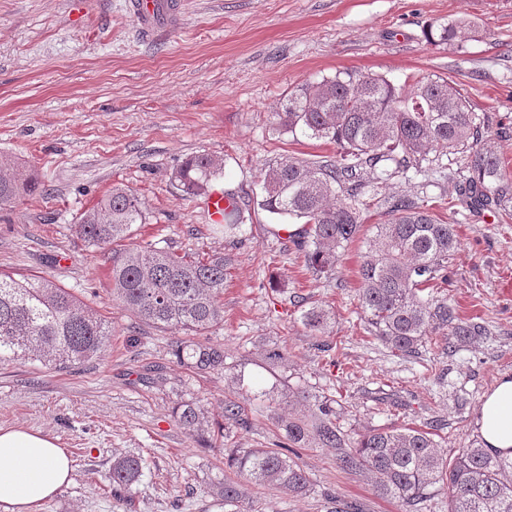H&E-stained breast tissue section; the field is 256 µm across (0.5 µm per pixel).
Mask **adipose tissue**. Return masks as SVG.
<instances>
[{
	"instance_id": "ef3b65f1",
	"label": "adipose tissue",
	"mask_w": 512,
	"mask_h": 512,
	"mask_svg": "<svg viewBox=\"0 0 512 512\" xmlns=\"http://www.w3.org/2000/svg\"><path fill=\"white\" fill-rule=\"evenodd\" d=\"M477 424L486 448L512 456V378L486 393ZM71 463L55 441L39 432L0 428V504L33 512L71 479Z\"/></svg>"
}]
</instances>
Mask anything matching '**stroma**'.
<instances>
[{"label": "stroma", "mask_w": 512, "mask_h": 512, "mask_svg": "<svg viewBox=\"0 0 512 512\" xmlns=\"http://www.w3.org/2000/svg\"><path fill=\"white\" fill-rule=\"evenodd\" d=\"M131 0H0V155L32 166L42 192L0 209V272L38 275L66 288L112 325L103 357L64 371L35 360L0 364V428L43 433L72 462V481L35 512H225L211 489L234 448H268L279 437L272 406L303 389L334 400L350 437L437 422L441 451L481 445L484 394L512 377V223L470 212L457 194L461 156L389 177L379 197L436 203L460 245L446 291L486 334L448 353L430 345L401 356L370 334L357 271L380 221L372 210L336 271L312 276L278 217L249 211L237 242L211 228L206 204L171 179L187 157L222 160L213 189L260 194V169L293 156H335L334 144L294 141L273 126L282 98L301 85L356 70L403 83L437 74L457 83L490 130L512 127V0H176L174 27L141 29ZM474 22L462 48L431 44L429 25ZM132 190L145 220L135 244L180 254H222L224 323L213 334L225 368L196 374L175 358L183 334L139 320L112 298L109 263L72 231L112 187ZM332 314L323 336L301 314ZM331 351H323L321 343ZM280 360H270L271 352ZM244 402L250 425L221 440L224 400ZM204 411L187 434L179 402ZM145 461L130 488L109 480L114 456ZM297 462L312 487L253 494L256 512H323L325 494L364 512H405L370 480L315 446Z\"/></svg>", "instance_id": "1"}]
</instances>
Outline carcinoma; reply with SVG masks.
<instances>
[{"label": "carcinoma", "instance_id": "carcinoma-1", "mask_svg": "<svg viewBox=\"0 0 512 512\" xmlns=\"http://www.w3.org/2000/svg\"><path fill=\"white\" fill-rule=\"evenodd\" d=\"M477 27L463 19L432 28L428 40L463 47L477 38ZM276 130L293 140L334 143L339 154L325 160L282 157L261 170L257 206L303 225L290 239L304 253L315 275L333 272L340 251L361 232L366 200L363 177L372 183L411 167L429 154L466 157L467 175L458 194L470 211H490L512 219V168L494 149L482 144L485 118L474 112L461 89L440 76H414L396 85L383 76L338 72L288 93L273 115ZM223 173L221 160L209 154L188 158L172 179L187 198L212 194ZM35 170L0 158V208L11 207L40 190ZM385 220L368 239L359 267V301L370 331L395 353L412 354L431 337L450 351L485 335L482 323L461 316L448 295V263L458 248L454 225L405 196L384 200ZM143 202L114 187L72 225L90 247L108 252L112 295L142 321L174 329L197 340L176 345L178 362L196 373L224 371V347L209 336L224 322L222 255L207 258L165 248L120 243L143 222ZM215 230L224 238L242 232V208L224 211ZM330 311L313 305L301 316L311 335L324 333ZM112 326L67 289L45 279H17L0 274V363L33 359L64 370L99 357L110 346ZM294 401L314 400L317 412L307 418L279 417L285 443L278 448H234L231 473L214 489L234 512H252L250 489L309 490L310 478L291 457L311 444L336 449V464L348 473L366 472L374 493L394 498L406 512L435 491L448 494V512H512V458L490 455L484 448H460L448 457L433 433L418 427L369 430L351 445L328 401L306 391ZM201 409L181 402L176 420L189 433L201 424ZM224 422L248 427L244 404L224 398ZM143 460L133 454L112 462V486L139 481Z\"/></svg>", "mask_w": 512, "mask_h": 512}]
</instances>
